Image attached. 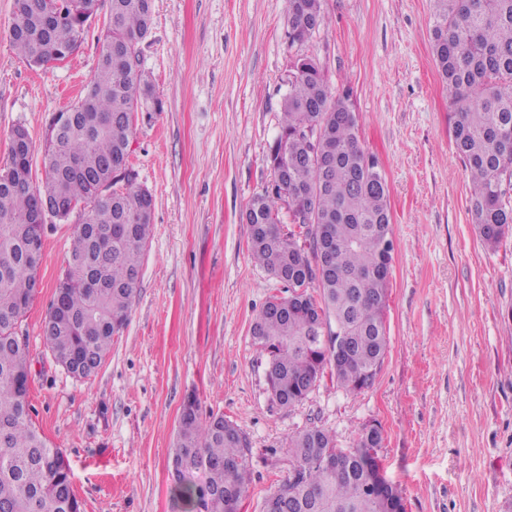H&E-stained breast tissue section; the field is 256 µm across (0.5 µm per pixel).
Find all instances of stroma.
<instances>
[{"label": "stroma", "instance_id": "stroma-1", "mask_svg": "<svg viewBox=\"0 0 512 512\" xmlns=\"http://www.w3.org/2000/svg\"><path fill=\"white\" fill-rule=\"evenodd\" d=\"M0 0V165L11 132L33 145L45 180L52 115L93 75L106 13L73 56L41 67L7 36ZM327 26L289 45L288 0H152L141 67L161 110L134 115L127 166L154 198L153 231L127 326L91 377L53 359L42 330L67 262L73 222L47 225L40 286L18 333L30 359L33 423L58 448L84 512H183L170 462L187 396L252 442L240 512L295 472L288 441L304 428L352 448L378 424L383 474L406 512H512V234L483 244L469 212L453 109L437 72L434 0H323ZM316 57L334 98L389 188V347L373 385L323 378L290 408L274 404L251 327L287 286L250 256V200L271 180L294 58Z\"/></svg>", "mask_w": 512, "mask_h": 512}]
</instances>
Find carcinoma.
I'll return each instance as SVG.
<instances>
[{
  "label": "carcinoma",
  "instance_id": "cac0c4a2",
  "mask_svg": "<svg viewBox=\"0 0 512 512\" xmlns=\"http://www.w3.org/2000/svg\"><path fill=\"white\" fill-rule=\"evenodd\" d=\"M107 4L99 63L73 122L45 150V183L32 186V143L10 146L0 166V456L22 462L0 468V512H81L61 449L34 426L28 402L29 357L17 328L39 288L43 234L31 213L42 198L89 207L75 225L66 287L56 290L44 324L53 359L72 375L91 376L112 337L129 321L152 232L153 196L127 177L112 192L97 188L127 167L135 112L153 100L133 64L152 23V0H14L8 36L22 59L40 66L66 57L84 17ZM433 54L448 102L453 138L472 183L475 232L489 246L512 232V0H435ZM289 43L306 42L328 25L322 0H289ZM272 181L246 210L254 261L287 284L253 323L267 355L273 401H303L325 374L360 392L373 384L389 346L385 324L392 261L385 175L360 145L358 119L333 100L316 58H294L280 133L269 147ZM295 229L285 231L281 204ZM335 330L327 333L329 325ZM383 438L360 432L354 449L336 448L317 426L293 436L296 473L266 497L263 512H388L402 499L378 484L359 457ZM345 459L336 475L324 454ZM248 435L222 416L202 418L198 400L181 415L171 473L185 512H240L251 481ZM204 482L196 484V475Z\"/></svg>",
  "mask_w": 512,
  "mask_h": 512
}]
</instances>
